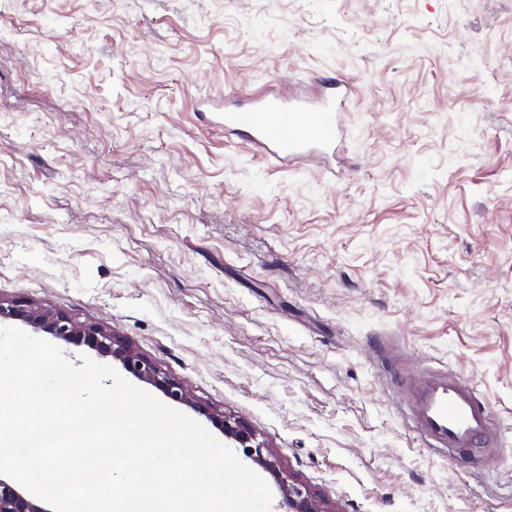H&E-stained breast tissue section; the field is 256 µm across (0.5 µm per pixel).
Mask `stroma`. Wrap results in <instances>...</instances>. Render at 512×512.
Returning <instances> with one entry per match:
<instances>
[{"mask_svg":"<svg viewBox=\"0 0 512 512\" xmlns=\"http://www.w3.org/2000/svg\"><path fill=\"white\" fill-rule=\"evenodd\" d=\"M324 71L338 180L196 112ZM0 296L115 329L338 512H512V0H0ZM428 368L492 447L421 445Z\"/></svg>","mask_w":512,"mask_h":512,"instance_id":"obj_1","label":"stroma"}]
</instances>
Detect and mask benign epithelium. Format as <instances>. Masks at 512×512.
<instances>
[{"instance_id": "7a95c632", "label": "benign epithelium", "mask_w": 512, "mask_h": 512, "mask_svg": "<svg viewBox=\"0 0 512 512\" xmlns=\"http://www.w3.org/2000/svg\"><path fill=\"white\" fill-rule=\"evenodd\" d=\"M9 322L45 333L58 341L84 345L98 354L110 357L124 372L160 390L170 401L183 405L204 417L224 437L242 451L254 464L270 473L278 483L287 512H336L308 487L299 483L291 473L283 471L258 434L243 421L228 415L207 402L196 398L180 381L164 372L158 365L142 356L113 329L80 322L70 315L38 305L23 298H0V324ZM0 512H50L15 484L0 479Z\"/></svg>"}]
</instances>
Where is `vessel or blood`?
<instances>
[{"instance_id": "obj_1", "label": "vessel or blood", "mask_w": 512, "mask_h": 512, "mask_svg": "<svg viewBox=\"0 0 512 512\" xmlns=\"http://www.w3.org/2000/svg\"><path fill=\"white\" fill-rule=\"evenodd\" d=\"M315 81L317 92L311 97L269 92L243 101L225 98V135L242 139L279 167L313 155H335L345 135L353 87L332 74L317 75ZM407 414L429 448L459 456L492 442L494 424L485 397L455 373H424L411 391Z\"/></svg>"}]
</instances>
